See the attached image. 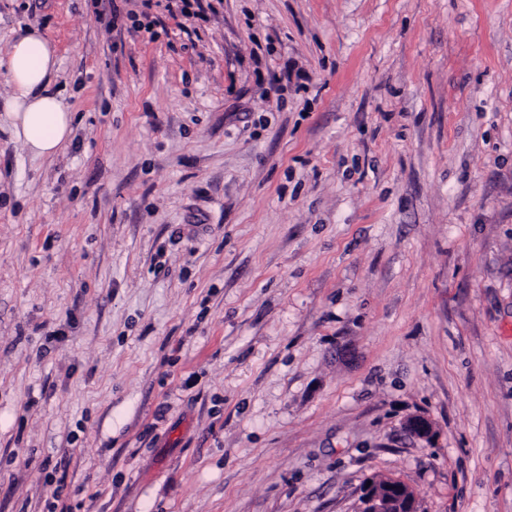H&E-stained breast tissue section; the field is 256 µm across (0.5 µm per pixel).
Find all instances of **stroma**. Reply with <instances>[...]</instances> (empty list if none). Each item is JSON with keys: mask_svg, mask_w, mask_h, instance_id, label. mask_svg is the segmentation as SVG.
<instances>
[{"mask_svg": "<svg viewBox=\"0 0 512 512\" xmlns=\"http://www.w3.org/2000/svg\"><path fill=\"white\" fill-rule=\"evenodd\" d=\"M141 10L0 0V512H512V0ZM55 46L39 28H30L0 58L12 88L8 101L12 133L36 156H52L71 140L74 115L63 100L43 91L56 71ZM361 491L359 512H417L416 495L406 482L396 477L371 480Z\"/></svg>", "mask_w": 512, "mask_h": 512, "instance_id": "stroma-1", "label": "stroma"}]
</instances>
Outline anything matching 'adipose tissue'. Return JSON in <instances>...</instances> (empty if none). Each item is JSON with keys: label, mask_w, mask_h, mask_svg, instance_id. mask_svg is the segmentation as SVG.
Segmentation results:
<instances>
[{"label": "adipose tissue", "mask_w": 512, "mask_h": 512, "mask_svg": "<svg viewBox=\"0 0 512 512\" xmlns=\"http://www.w3.org/2000/svg\"><path fill=\"white\" fill-rule=\"evenodd\" d=\"M57 53L39 28H31L0 58L12 88L8 102L12 133L34 155L52 156L71 140L74 115L44 87L56 71Z\"/></svg>", "instance_id": "1"}]
</instances>
